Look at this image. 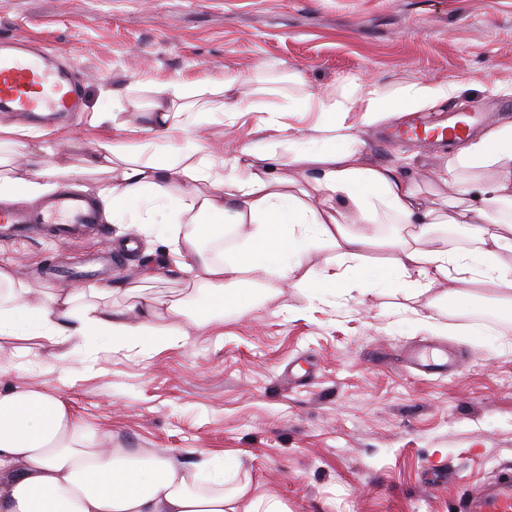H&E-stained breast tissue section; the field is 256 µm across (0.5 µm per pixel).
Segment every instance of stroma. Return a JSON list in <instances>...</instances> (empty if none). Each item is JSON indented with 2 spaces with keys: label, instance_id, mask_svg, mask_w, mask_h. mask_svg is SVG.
Wrapping results in <instances>:
<instances>
[{
  "label": "stroma",
  "instance_id": "stroma-1",
  "mask_svg": "<svg viewBox=\"0 0 512 512\" xmlns=\"http://www.w3.org/2000/svg\"><path fill=\"white\" fill-rule=\"evenodd\" d=\"M0 38L72 60L83 109L48 142L64 165L95 150L86 120L102 91H125L119 118L139 125L171 81L237 76L244 104L277 111L295 71L329 92L430 79L450 90L431 117L485 101L484 128L512 123V0H0ZM263 118L206 116L196 131L218 150L249 140ZM395 128L365 129L373 160L420 180L432 202L453 194L436 174L456 143L398 141ZM120 241L115 224L85 242L0 231V265L43 293L102 248L112 259L97 284L134 283L149 268L151 291L180 292L185 276L169 269L162 238L133 252ZM261 287L245 315L189 328L173 347L108 354L90 344L61 362L36 345L21 355L16 342L0 344V387L60 398L116 447L235 453L290 512H459L512 473V318L492 313L496 288L467 289L468 307L447 312L425 295L318 298L273 277ZM439 344L458 354L448 374L405 365L408 349Z\"/></svg>",
  "mask_w": 512,
  "mask_h": 512
}]
</instances>
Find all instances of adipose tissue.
Returning a JSON list of instances; mask_svg holds the SVG:
<instances>
[{
    "instance_id": "1",
    "label": "adipose tissue",
    "mask_w": 512,
    "mask_h": 512,
    "mask_svg": "<svg viewBox=\"0 0 512 512\" xmlns=\"http://www.w3.org/2000/svg\"><path fill=\"white\" fill-rule=\"evenodd\" d=\"M237 83H168L157 88L144 126L152 140L134 142V128L119 123L116 112H94L88 127H109L115 136L102 138L83 166H62L39 146L14 160L13 174L0 175V200H36L63 180L100 174L91 193L104 220L138 238L164 233L176 269L192 285L187 300L117 304L114 296L128 291L118 282L58 288L33 305L32 286L0 267V342L174 346L186 324L223 320L229 287H243L252 303L253 282L270 275L317 297L331 288L340 296L384 289L413 297L439 286L453 301L461 286L488 282L499 292V309L512 312V266L502 260L512 253V124L449 157L445 170L458 189L447 214L430 207L418 181L373 161L362 137L365 128L446 99V86L420 81L390 97L358 85L334 94L304 89L283 109L316 113L313 123L266 122L250 141L212 150L192 129L208 114L247 113ZM175 178L184 183L177 196L168 189ZM449 223L471 226L474 250L431 242L430 225ZM228 224L238 233L236 247L223 258H204V244ZM378 224L409 230L389 240L395 257L385 266L366 261L376 244L368 229ZM327 248L334 254L319 269L305 268L311 252ZM244 468L225 451L204 450L188 462L166 448H112L60 398L0 391V512H289L285 500L256 492L251 480L231 483Z\"/></svg>"
}]
</instances>
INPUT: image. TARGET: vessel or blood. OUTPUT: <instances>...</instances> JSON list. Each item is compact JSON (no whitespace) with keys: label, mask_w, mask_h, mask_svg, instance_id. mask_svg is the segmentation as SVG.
I'll use <instances>...</instances> for the list:
<instances>
[{"label":"vessel or blood","mask_w":512,"mask_h":512,"mask_svg":"<svg viewBox=\"0 0 512 512\" xmlns=\"http://www.w3.org/2000/svg\"><path fill=\"white\" fill-rule=\"evenodd\" d=\"M82 105V91L73 78L71 67L57 55L21 41L0 39V113L19 115L24 121L42 123L75 112ZM479 114L473 110L453 112L447 127L410 129L409 137L434 141L451 135L469 134ZM31 215L19 209L0 211V223L17 233L30 231ZM51 225L55 236L65 240L99 229L98 214L85 198L63 194L48 201L40 218ZM407 363L427 373L444 374L452 366L451 359L413 351L405 356ZM465 512H512V475L505 474L494 486L481 489L471 497Z\"/></svg>","instance_id":"vessel-or-blood-1"}]
</instances>
